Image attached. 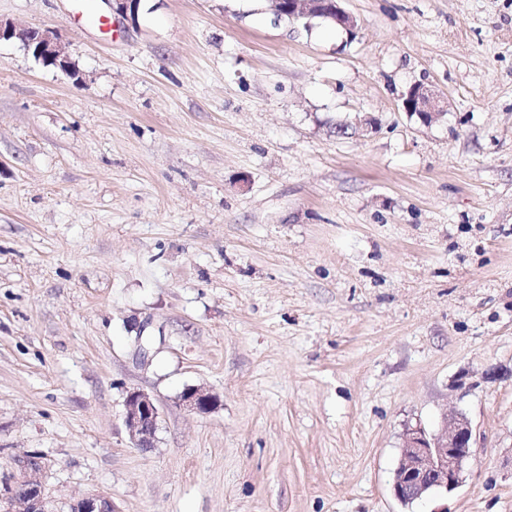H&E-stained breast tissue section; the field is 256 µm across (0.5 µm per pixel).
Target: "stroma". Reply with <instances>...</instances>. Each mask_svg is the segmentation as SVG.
I'll use <instances>...</instances> for the list:
<instances>
[{
	"label": "stroma",
	"instance_id": "obj_1",
	"mask_svg": "<svg viewBox=\"0 0 512 512\" xmlns=\"http://www.w3.org/2000/svg\"><path fill=\"white\" fill-rule=\"evenodd\" d=\"M343 6L356 35L267 0L101 2L108 30L0 0L82 74L0 43V485L35 452L56 512H512V0ZM416 83L448 100L428 126ZM448 411L463 481L405 507L403 434ZM182 404L197 414H207L218 401V396L207 389L199 387L187 388L181 395ZM159 409L146 392L132 390L125 400V425L139 448H151L159 426ZM71 512H117V510L113 505L111 496L97 493L79 499L72 506Z\"/></svg>",
	"mask_w": 512,
	"mask_h": 512
}]
</instances>
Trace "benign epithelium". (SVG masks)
Listing matches in <instances>:
<instances>
[{
	"label": "benign epithelium",
	"mask_w": 512,
	"mask_h": 512,
	"mask_svg": "<svg viewBox=\"0 0 512 512\" xmlns=\"http://www.w3.org/2000/svg\"><path fill=\"white\" fill-rule=\"evenodd\" d=\"M276 18L288 17L293 22L323 15L325 0H270ZM0 41H14L26 52L35 53L60 66L70 77L79 76L58 30L18 26L0 19ZM403 108L408 115L428 125L445 114L447 101L433 89L418 83L410 87ZM218 401L210 391L191 387L181 395L182 404L197 414H207ZM159 409L146 392L132 390L125 400V425L131 439L140 448H151L159 426ZM444 432L430 435L422 427L406 429L395 470L393 490L396 498L410 504L434 493L446 494L462 482L463 467L471 455L473 428L462 413L443 417ZM39 456L27 452L16 457L13 484L7 492V512H46L43 484L44 467ZM72 512H117L112 497L89 494L72 506Z\"/></svg>",
	"instance_id": "obj_1"
}]
</instances>
